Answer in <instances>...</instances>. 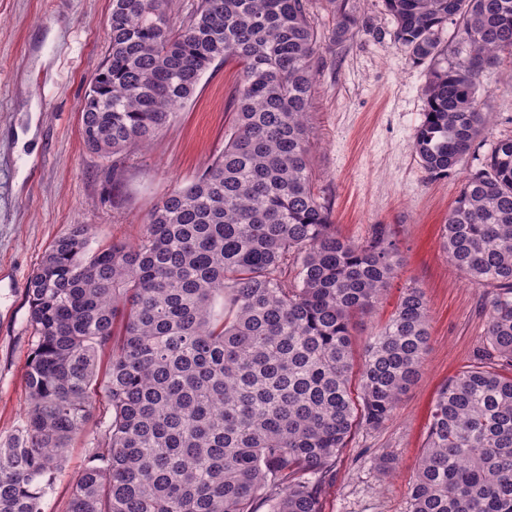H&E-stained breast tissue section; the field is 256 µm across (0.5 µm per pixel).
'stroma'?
Listing matches in <instances>:
<instances>
[{"label": "stroma", "mask_w": 512, "mask_h": 512, "mask_svg": "<svg viewBox=\"0 0 512 512\" xmlns=\"http://www.w3.org/2000/svg\"><path fill=\"white\" fill-rule=\"evenodd\" d=\"M358 25L343 45L325 0H309L319 51L308 116L314 190L329 204L336 230L360 240L370 225L395 229L402 255L397 278L374 313L352 330L354 350L388 320L404 287L424 289L430 343L417 383L392 418L357 430L335 464L323 512H407V486L426 443L439 387L482 346L487 291L465 282L441 246L444 224L465 179L486 160L487 143L512 134V62L487 71L490 122L482 140L445 179L429 178L413 150L426 108L430 62H414L398 41L384 0H349ZM112 0H0V443L28 404L23 374L33 332L26 282L48 245L78 224L93 246L135 242L148 214L190 182L224 149L230 101L243 66L214 64L168 130L111 159L80 137V105L106 50ZM100 430L91 418L68 456L67 477L42 499V512H65L70 475L86 464ZM393 464L389 476L377 460Z\"/></svg>", "instance_id": "obj_1"}]
</instances>
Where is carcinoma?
<instances>
[{
	"instance_id": "carcinoma-1",
	"label": "carcinoma",
	"mask_w": 512,
	"mask_h": 512,
	"mask_svg": "<svg viewBox=\"0 0 512 512\" xmlns=\"http://www.w3.org/2000/svg\"><path fill=\"white\" fill-rule=\"evenodd\" d=\"M341 44L356 20L327 0ZM398 40L431 70L413 148L446 177L488 123L481 78L512 56V0H385ZM457 28L456 44L439 33ZM317 33L307 0H112L105 58L81 104L102 156L171 125L205 72L244 64L224 151L169 192L137 242L91 248L78 225L27 283L29 404L0 444V512H41L71 443L103 409L66 512H323L337 456L387 422L419 378L428 304L403 289L355 362L351 328L401 266L387 225L354 243L315 195L306 122ZM450 265L489 288L487 361L433 403L410 512H512V135L489 144L441 227ZM107 357L103 386L97 366Z\"/></svg>"
}]
</instances>
